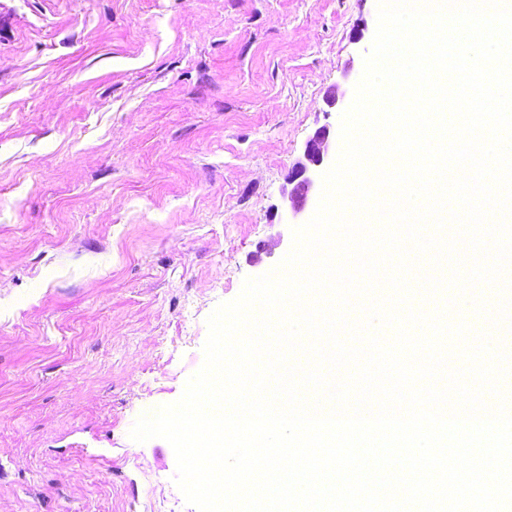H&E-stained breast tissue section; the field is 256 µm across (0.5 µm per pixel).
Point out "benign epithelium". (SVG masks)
Here are the masks:
<instances>
[{
	"mask_svg": "<svg viewBox=\"0 0 512 512\" xmlns=\"http://www.w3.org/2000/svg\"><path fill=\"white\" fill-rule=\"evenodd\" d=\"M332 140L331 128L322 126L305 141L288 173L280 203L272 206L280 214V224L287 225L289 218L298 217L315 196L318 176L330 160Z\"/></svg>",
	"mask_w": 512,
	"mask_h": 512,
	"instance_id": "7a95c632",
	"label": "benign epithelium"
}]
</instances>
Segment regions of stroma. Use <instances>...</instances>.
Returning <instances> with one entry per match:
<instances>
[{
    "label": "stroma",
    "mask_w": 512,
    "mask_h": 512,
    "mask_svg": "<svg viewBox=\"0 0 512 512\" xmlns=\"http://www.w3.org/2000/svg\"><path fill=\"white\" fill-rule=\"evenodd\" d=\"M377 7L0 0V512H197L129 432L290 252L271 207Z\"/></svg>",
    "instance_id": "35a3bbf8"
}]
</instances>
